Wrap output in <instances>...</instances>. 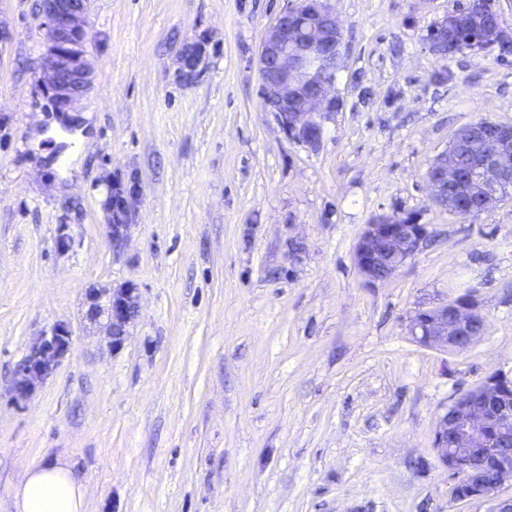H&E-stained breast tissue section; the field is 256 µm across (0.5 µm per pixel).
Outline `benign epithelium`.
Masks as SVG:
<instances>
[{
    "label": "benign epithelium",
    "mask_w": 512,
    "mask_h": 512,
    "mask_svg": "<svg viewBox=\"0 0 512 512\" xmlns=\"http://www.w3.org/2000/svg\"><path fill=\"white\" fill-rule=\"evenodd\" d=\"M90 0H42L47 48L41 73L51 100L59 112L68 111L91 88L94 67L87 59V16ZM448 25L430 26L425 43L436 58L444 55L443 32ZM344 35L327 0H298L281 12L265 29L259 49L260 96L275 114L285 135L294 143L314 148L324 123L342 107L332 88L336 59ZM511 130L512 124L490 121L486 136L469 144L473 164L463 169L448 151L430 165L426 180L431 200L448 205V187L460 185L482 191V211L512 202V158L487 149V137ZM428 233L417 214H380L360 233L354 262L369 282L394 275L420 248ZM473 289L462 298L439 306L420 308L411 317L408 333L419 345L443 352L471 348L481 337L478 328L485 315ZM135 308L132 290H119L106 308L114 328H119ZM69 337L43 336L15 372V388L30 392L47 376L67 350ZM512 374L494 373L459 393L434 428L433 449L449 473L468 487L463 501L492 496L512 483Z\"/></svg>",
    "instance_id": "benign-epithelium-1"
}]
</instances>
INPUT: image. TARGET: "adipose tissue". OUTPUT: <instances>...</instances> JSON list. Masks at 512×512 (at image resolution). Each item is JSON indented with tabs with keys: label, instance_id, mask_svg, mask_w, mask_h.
I'll list each match as a JSON object with an SVG mask.
<instances>
[{
	"label": "adipose tissue",
	"instance_id": "ef3b65f1",
	"mask_svg": "<svg viewBox=\"0 0 512 512\" xmlns=\"http://www.w3.org/2000/svg\"><path fill=\"white\" fill-rule=\"evenodd\" d=\"M16 512H86V487L64 461L28 466L14 493Z\"/></svg>",
	"mask_w": 512,
	"mask_h": 512
}]
</instances>
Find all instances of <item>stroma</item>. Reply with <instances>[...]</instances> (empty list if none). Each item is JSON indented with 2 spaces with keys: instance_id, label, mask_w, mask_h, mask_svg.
Wrapping results in <instances>:
<instances>
[{
  "instance_id": "1",
  "label": "stroma",
  "mask_w": 512,
  "mask_h": 512,
  "mask_svg": "<svg viewBox=\"0 0 512 512\" xmlns=\"http://www.w3.org/2000/svg\"><path fill=\"white\" fill-rule=\"evenodd\" d=\"M466 2L331 0L343 106L311 149L259 96L261 39L290 0H93L96 78L65 114L39 79L40 0H0V512L57 457L86 512H494L512 496L456 501L432 449L460 391L512 372V203L470 221L426 185L461 126L512 123V56L442 63L422 40ZM393 211L429 238L371 284L355 245ZM473 286L488 329L470 349L411 339L418 308ZM120 288L137 307L113 341L90 309ZM60 331L68 350L18 395V364Z\"/></svg>"
}]
</instances>
